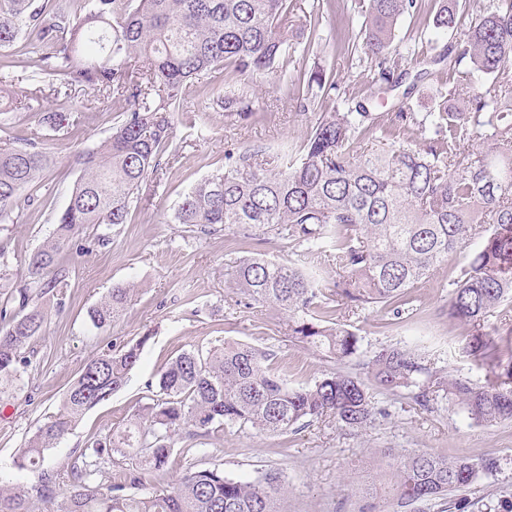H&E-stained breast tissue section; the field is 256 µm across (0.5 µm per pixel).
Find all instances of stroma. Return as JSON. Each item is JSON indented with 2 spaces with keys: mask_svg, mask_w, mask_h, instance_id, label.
<instances>
[{
  "mask_svg": "<svg viewBox=\"0 0 512 512\" xmlns=\"http://www.w3.org/2000/svg\"><path fill=\"white\" fill-rule=\"evenodd\" d=\"M436 6L422 0V8L404 16L398 25L400 38L415 37V53L408 61L416 82L411 94L380 87L374 79L370 59L348 48L360 29L361 19L353 13L332 12L323 7L318 22L308 14L296 15L295 29L303 33L310 48L293 55L287 74L300 69L323 67L339 86L353 95L374 102L377 126L391 127L389 102L402 98L412 112L424 114L443 106L450 80L469 82V66L448 69L432 63L436 49L459 40L462 30L440 32L433 26ZM11 65L16 81L13 95L0 99V145L26 137L37 120L31 110L17 108L30 90L25 76L36 67L35 59L20 47L0 52V65ZM40 87L46 111L64 113L69 120L66 135L49 149L51 163L43 174L46 184H63V191L46 195L17 223L0 226V245L7 246L10 280L26 271L28 255L54 229V218L67 202L66 186L78 178V152L95 146L112 128L113 101L96 98L93 90L72 87L65 91L61 79L43 75ZM250 90L267 105L258 119L239 120L224 110L193 112L182 109L175 115L174 133L182 142L178 159L162 164L155 188L144 189L143 199L132 221L114 231L111 244L89 253H72L69 286L64 308H57L52 295L39 303L47 313L41 336L25 350L28 366L23 386L9 401H0V482L28 483L26 472L17 470L14 458L38 422L57 413L68 386L93 356L147 336L141 361L129 381L112 398L88 411L78 427L51 452L55 466L70 463L85 442L124 423L138 405L144 404L148 382L181 351L209 348L224 340L271 350L278 365L306 382L322 374L341 370L365 376V362L385 346L417 348L432 367L446 369L457 377L482 382L498 370L495 357L474 361L463 349L467 325L448 317V282L469 259L468 252L449 254L431 277L414 291L419 314L412 321L395 324L387 310L369 307L345 317L348 329L360 338L357 355L339 361L324 351L294 341L288 336L285 315L237 293L229 275L240 259L256 253L280 261L300 262L299 247L289 240L256 234L237 241L224 228L201 229L172 224L168 216L179 197L212 171L223 168L224 150L263 146L280 149L301 145L314 116L330 111L332 102L313 92L308 112L294 111L286 89L276 75L261 74L250 81ZM97 100L100 113L95 122L85 121L82 107ZM135 288L124 315L100 329L90 326L86 311L104 298L113 286ZM416 389L375 395L382 415L362 428L344 426L331 417L304 423L285 436H266L249 430L230 431L212 438L206 453L177 457L168 474L144 479L147 491L173 487L186 467L223 468L226 475L253 477L269 469L282 472L288 481V512H350L346 485L373 472L378 451H426L448 458L468 457L499 460L497 471L480 475L470 489L448 497L447 512H503L512 500V422L484 426L467 418L456 406L438 397L427 404L416 400Z\"/></svg>",
  "mask_w": 512,
  "mask_h": 512,
  "instance_id": "1",
  "label": "stroma"
}]
</instances>
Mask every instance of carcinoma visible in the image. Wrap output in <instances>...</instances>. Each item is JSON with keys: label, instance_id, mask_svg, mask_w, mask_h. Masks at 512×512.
<instances>
[{"label": "carcinoma", "instance_id": "1", "mask_svg": "<svg viewBox=\"0 0 512 512\" xmlns=\"http://www.w3.org/2000/svg\"><path fill=\"white\" fill-rule=\"evenodd\" d=\"M293 0H84L83 14L69 0L47 10L33 0H0V50L25 38L27 52L66 88L109 92L120 104L112 133L76 156L81 175L55 230L26 260L24 279L11 286L0 309V384L21 381L24 350L43 332L45 314L37 300L59 297L68 286L66 256L84 225L102 229L105 246L114 229L130 223L142 188L156 180L163 157L182 145L174 113L198 96L194 80L213 86L224 74L273 72L281 57L297 52ZM364 16L357 37L374 60L378 81L398 87L408 55L401 52L397 25L420 10L419 0H352ZM435 29L466 26L463 38L444 46L432 62L453 69L469 63L482 84L448 89L456 104L419 117L400 101L393 121L422 140L386 142L377 135L365 102L342 99L344 111L323 112L302 149L224 152V169L193 185L172 208L171 224L221 225L241 239L262 230L287 237L317 259L333 257L334 295L350 308L381 306L411 319V292L451 252L467 247L476 227L485 235L479 249L449 282L448 312L470 326L464 349L486 356L487 318L512 302V0L466 20L459 0H438ZM301 89L296 108L308 111L313 87L331 94L334 80L316 67L291 78ZM240 118L265 111L258 97L240 87L200 101L199 111L217 104ZM40 132L21 146L0 147V224L17 223L22 203L38 199L48 163L46 134L69 126L60 112L39 113ZM376 146L359 152L363 139ZM323 267L280 263L263 255L240 260L230 277L246 299L288 315L294 340L338 359L359 351V338L339 319L321 288ZM132 288L115 286L88 316L97 328L120 319ZM149 337L90 359L63 395L59 412L25 439L14 466L33 479L29 486L0 485V512H34L39 501L51 512H287L288 485L266 471L242 479L219 467L187 468L170 491H140L142 476L169 472L175 448L186 454L234 428L286 435L305 419L329 416L363 427L377 414L373 391L426 390L434 382L443 395L481 425L512 422V368L483 383L433 371L418 350L384 347L368 359L366 378L343 371L295 384L274 366L269 350L224 342L203 351L184 350L159 373L158 398L135 410L120 430L91 438L68 466L51 468L48 452L82 417L127 383ZM135 459L131 472L112 473L114 457ZM386 466L369 480L350 483L354 512H421L441 504L452 491L467 489L498 460L456 458L426 452L384 450Z\"/></svg>", "mask_w": 512, "mask_h": 512}]
</instances>
